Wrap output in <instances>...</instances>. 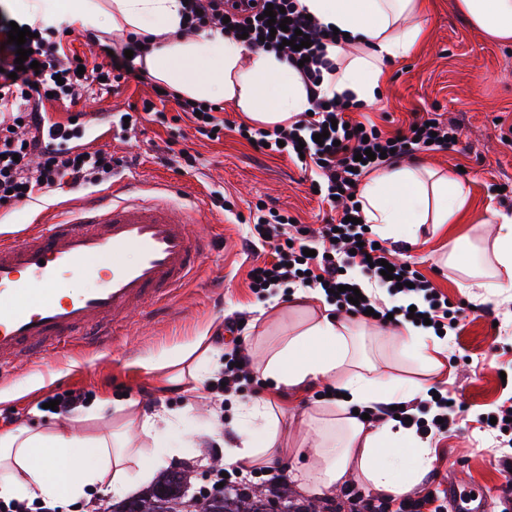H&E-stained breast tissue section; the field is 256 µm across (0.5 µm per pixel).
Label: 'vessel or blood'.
Segmentation results:
<instances>
[{
	"instance_id": "obj_1",
	"label": "vessel or blood",
	"mask_w": 512,
	"mask_h": 512,
	"mask_svg": "<svg viewBox=\"0 0 512 512\" xmlns=\"http://www.w3.org/2000/svg\"><path fill=\"white\" fill-rule=\"evenodd\" d=\"M202 219L174 186L122 185L1 242L0 361L39 366L68 344L110 347L133 313H148L197 271L209 252L192 230ZM82 277L96 286L68 290ZM486 499L448 487L454 512H486Z\"/></svg>"
}]
</instances>
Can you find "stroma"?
<instances>
[{"instance_id": "stroma-1", "label": "stroma", "mask_w": 512, "mask_h": 512, "mask_svg": "<svg viewBox=\"0 0 512 512\" xmlns=\"http://www.w3.org/2000/svg\"><path fill=\"white\" fill-rule=\"evenodd\" d=\"M426 8L425 40L407 56L386 64L377 104L360 103L351 117L373 121L387 134L407 128L414 116L430 113L457 127L455 146L420 151L407 161L431 166L462 182L468 190L467 213L438 230L421 225L414 244L381 236L373 224L368 232L383 245L396 246L398 258L412 263L446 298L449 309L459 313L458 329L438 355L440 368L429 374L387 341L377 342L374 350L391 365L393 374L429 378L435 389L458 397L464 405L454 424L428 437L431 469L409 489V496L447 490L452 481L467 489L479 485L489 496V512H512V473L500 463L502 451L497 446L498 441L512 439V429L496 438L477 422L480 415L512 403V299L486 298L481 289L462 287L457 272L441 262L453 243L468 240L480 245L491 237V225L472 223V215L489 209L512 214V43L492 41L471 27L456 0H426ZM151 83L147 76L122 81L116 92L105 94L99 103H87L86 108L91 111L101 104L114 115L132 111L148 97ZM164 114V122L144 124L126 138L104 137L99 146L114 157L135 160L134 165L118 169L115 182L170 180L179 184L185 197L199 201L207 221L195 230L212 240L211 253L165 308L146 317L134 316L111 347L89 351L69 345L39 370L26 364L0 367V392L16 388L37 371L56 376L46 388L0 404V428L53 423L55 415L46 407L49 398L71 390L83 392L88 402L99 396L115 400L124 396L141 410H182V395L160 392L141 359L172 350L206 329L216 337L221 352H230L225 324L234 320L241 324L239 338L249 353V374L238 391L220 397L201 387L203 406L183 420L179 431L199 434L202 441L196 448L171 445L167 469L183 472L186 499L208 496L209 474L224 454L223 444L205 437L212 421L220 420L225 442L232 441L238 403L265 396L274 400L281 414L287 449L280 464L287 480L273 497L275 507L336 512L345 486L313 491L299 481L316 465L311 443L318 437L317 430L306 428L302 421L314 407L333 406V398L324 396L320 383L297 394L260 385L258 369L261 354L278 342L289 323L298 320L299 307L306 304L319 310L323 303L301 302L293 289L284 286L279 290L281 307L270 309L265 294L250 288L248 273L253 265L272 260V250L244 244L249 209L257 203L313 227L323 224L329 207L311 194L309 174L287 155L256 152L231 130L217 141L197 137L189 120L173 121L172 108H165ZM166 149L189 152L194 167L161 164ZM217 190L231 196L233 212L213 206L212 194ZM86 195V190L66 188L37 203L0 207V237L13 238L33 222L59 218L65 207Z\"/></svg>"}]
</instances>
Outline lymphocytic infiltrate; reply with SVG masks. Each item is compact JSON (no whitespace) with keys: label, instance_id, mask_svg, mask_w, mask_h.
Instances as JSON below:
<instances>
[{"label":"lymphocytic infiltrate","instance_id":"obj_1","mask_svg":"<svg viewBox=\"0 0 512 512\" xmlns=\"http://www.w3.org/2000/svg\"><path fill=\"white\" fill-rule=\"evenodd\" d=\"M285 8L291 31H271L263 19L267 6ZM184 31L196 34L213 28L231 37H244L248 47L277 53L290 67L296 68L311 96L310 112L300 113L288 125L265 131L241 123L239 136L256 144L266 145L269 152H284L301 170L311 172V185L323 201L341 210L340 217L323 224L318 231L292 223L289 216L256 209L252 215L250 238L274 249L271 262L251 271L256 290L266 291L273 285L292 284L301 288L339 289L335 303L352 319L363 320L367 310L378 313V325H387L389 317L404 318L409 311L428 317L438 324L451 312L429 281L406 263L395 266L396 280L382 276L379 264L391 260L387 247H375L373 239L364 238L360 202L355 199V182L366 174L397 161L398 157L433 148L445 150L457 141L458 131L452 124L433 117L417 120L415 129L391 135L376 124L364 128L347 124L345 114L355 104L353 97H326L318 88L323 73L336 69V62L327 52L336 44L333 31L316 19H307L299 0H187L184 7ZM10 16L0 17V207L33 199L35 194L64 187L77 188L110 182L114 170L123 166V159L111 152L77 147L37 150L28 130L35 122L38 107L46 105H77L95 90L117 89L126 76L136 69V58L142 57L145 37L128 34L122 50L110 51L94 32L85 38L107 54L108 62L90 63L87 57L69 51L64 45L70 31L63 26L46 28L44 35L27 40L30 65L17 70L15 44L9 43ZM310 38V47L292 49L290 42L296 32ZM133 58H126V51ZM174 104L176 112L191 119L200 136L214 140L224 127V119L214 108L202 102L179 96L173 91L152 93L143 101L141 110L130 113L129 126L156 121L159 106ZM324 133L323 143H316L314 134ZM375 153V160L360 162L358 154ZM360 267L362 273L386 288L390 296L418 297L415 309L403 305H386L373 297L351 303L343 288L348 278L342 270Z\"/></svg>","mask_w":512,"mask_h":512}]
</instances>
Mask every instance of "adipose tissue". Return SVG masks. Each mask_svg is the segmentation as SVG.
I'll return each instance as SVG.
<instances>
[{"mask_svg": "<svg viewBox=\"0 0 512 512\" xmlns=\"http://www.w3.org/2000/svg\"><path fill=\"white\" fill-rule=\"evenodd\" d=\"M321 23L345 33L352 57H339L335 73L325 75L326 95L352 94L374 102L383 68L408 55L425 33V0H300ZM184 0H11L24 22L51 26L63 21L101 30L112 26L153 36L141 61L146 73L181 97L224 100L239 105L259 126L288 124L308 111L311 101L301 77L274 53L250 49L212 30L196 36L182 32ZM471 25L489 39L512 41V0H457ZM467 188L457 179L425 167L398 166L371 174L360 189L367 223L381 233L414 237L419 225L455 223L467 204ZM490 241L494 273L483 287L492 295L512 292V216L494 212ZM353 322L330 314L309 316L291 335L268 350L261 375L275 388L302 389L316 381L337 387L348 399L316 410L313 419L328 433L321 440L314 488L351 480L367 482L381 494H397L418 482L431 467L430 451L414 429L389 419L375 428L350 414L353 406L410 401L426 393L429 381L397 378L357 358ZM397 350L414 355L424 370L439 368L430 337L401 323L387 334ZM164 384L192 396L207 369H220V351L201 333L173 351L142 361ZM179 421L167 410L133 412L127 403L104 397L76 417L52 427L0 429V500L40 502L60 507L96 494L123 497L149 482L165 463L164 436ZM235 445L224 462L241 470L273 465L283 454L281 418L273 401L261 397L240 412Z\"/></svg>", "mask_w": 512, "mask_h": 512, "instance_id": "adipose-tissue-1", "label": "adipose tissue"}]
</instances>
